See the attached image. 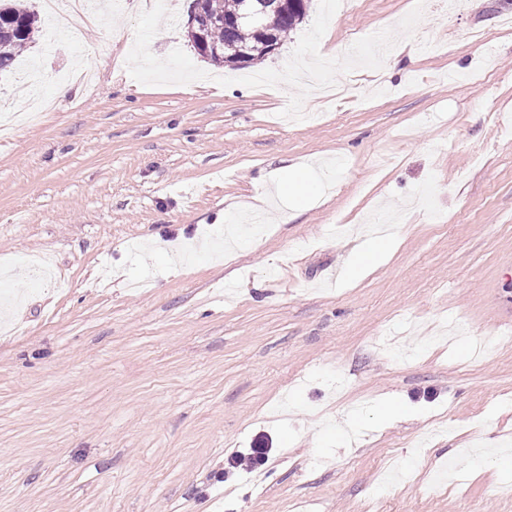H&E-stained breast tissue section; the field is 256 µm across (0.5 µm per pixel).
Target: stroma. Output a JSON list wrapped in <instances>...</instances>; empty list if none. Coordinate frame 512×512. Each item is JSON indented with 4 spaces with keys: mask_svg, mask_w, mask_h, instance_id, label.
Masks as SVG:
<instances>
[{
    "mask_svg": "<svg viewBox=\"0 0 512 512\" xmlns=\"http://www.w3.org/2000/svg\"><path fill=\"white\" fill-rule=\"evenodd\" d=\"M157 57L181 48L204 80L150 86L128 73L143 0H106L81 37L39 21L0 71L55 110L0 141V272L18 305L0 320V512H512V0H425L395 51L406 78L357 68L339 101L240 77L201 58L191 0H164ZM415 0H342L320 47L349 49ZM122 32L111 39V29ZM91 67L93 84L55 92ZM235 83L220 86L219 78ZM323 154L321 197L249 204ZM393 224L358 278L353 224ZM160 242L162 250L152 249ZM398 398L406 415L378 418ZM354 416V434L336 424ZM267 435L268 467L225 476Z\"/></svg>",
    "mask_w": 512,
    "mask_h": 512,
    "instance_id": "35a3bbf8",
    "label": "stroma"
}]
</instances>
